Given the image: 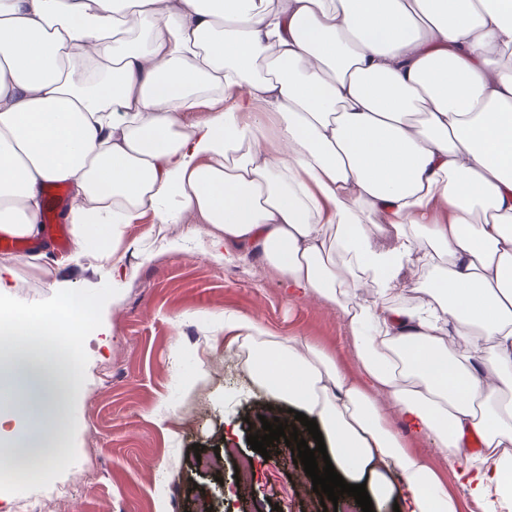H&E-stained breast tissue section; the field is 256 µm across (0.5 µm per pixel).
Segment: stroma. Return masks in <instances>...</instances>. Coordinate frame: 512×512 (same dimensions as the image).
I'll return each mask as SVG.
<instances>
[{
	"mask_svg": "<svg viewBox=\"0 0 512 512\" xmlns=\"http://www.w3.org/2000/svg\"><path fill=\"white\" fill-rule=\"evenodd\" d=\"M209 240L192 215L162 224L149 212L123 226L112 264L65 260L48 241L34 245L36 265L17 252L0 310L43 308L65 290L85 296L95 317L73 338L79 370L69 452L30 483L1 479L0 512H14L50 480L61 491L44 500L46 512H193L197 496L212 497L215 512H313L292 484L304 466L290 447L277 443L266 459L247 443L255 405L277 414L288 405L253 381L245 342L227 344L216 314L248 317L284 340L305 337L356 379L349 326L334 304L288 296L257 250L227 261ZM226 447L253 459L248 485H237L233 465L220 484L194 466L196 454Z\"/></svg>",
	"mask_w": 512,
	"mask_h": 512,
	"instance_id": "1",
	"label": "stroma"
}]
</instances>
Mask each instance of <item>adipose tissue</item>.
<instances>
[{"instance_id": "adipose-tissue-1", "label": "adipose tissue", "mask_w": 512, "mask_h": 512, "mask_svg": "<svg viewBox=\"0 0 512 512\" xmlns=\"http://www.w3.org/2000/svg\"><path fill=\"white\" fill-rule=\"evenodd\" d=\"M60 182L77 256L108 260L106 233L146 212H189L340 308L358 382L303 337L224 327L371 500L459 512L409 432L469 497L512 502V0H0V233L39 236ZM93 315L78 295L0 312V476L65 456L78 362L48 323ZM410 448L421 456L427 457L432 465L442 474L448 487L451 488L460 498L462 503L461 512H484L486 507L483 501L472 500L460 487L459 482L451 468L448 467V459L441 448H438L433 439L423 436H407Z\"/></svg>"}]
</instances>
